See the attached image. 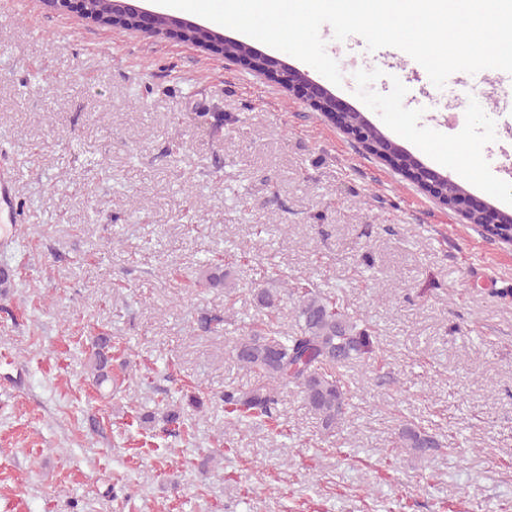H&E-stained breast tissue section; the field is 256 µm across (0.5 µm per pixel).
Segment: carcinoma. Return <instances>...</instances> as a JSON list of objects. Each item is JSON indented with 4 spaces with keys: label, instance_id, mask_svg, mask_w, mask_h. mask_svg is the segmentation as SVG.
Here are the masks:
<instances>
[{
    "label": "carcinoma",
    "instance_id": "cac0c4a2",
    "mask_svg": "<svg viewBox=\"0 0 512 512\" xmlns=\"http://www.w3.org/2000/svg\"><path fill=\"white\" fill-rule=\"evenodd\" d=\"M364 149L378 157L396 156L397 169L404 177L415 171L412 155L396 152V143L379 128L368 129ZM485 215L466 217L468 223L485 230L496 241L512 244V221L493 224ZM229 273L224 265L206 261L196 280L200 288H224ZM280 288H260L257 301L275 311L282 294L293 290L298 295L296 322L298 333L288 331L274 319L256 327H247L236 339L232 352L241 367L266 378L267 383L248 393L224 391L225 424L253 423L272 415L281 390L294 385L300 389L309 410L316 415L324 429L336 428L348 413L349 398L343 379L337 370L376 355V331L359 314L345 310L331 291H324L310 281L290 282L283 274ZM87 367L97 387L112 381V341L97 336L92 342ZM399 445L414 454L425 455L442 447L438 437L403 421L398 428Z\"/></svg>",
    "mask_w": 512,
    "mask_h": 512
}]
</instances>
